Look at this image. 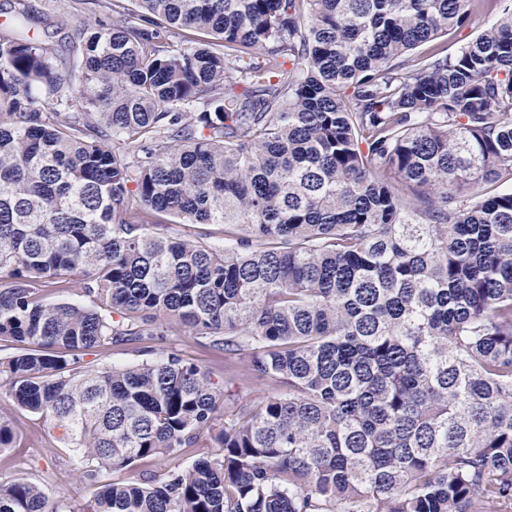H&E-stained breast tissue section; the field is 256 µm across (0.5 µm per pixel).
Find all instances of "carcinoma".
Instances as JSON below:
<instances>
[{"label":"carcinoma","mask_w":512,"mask_h":512,"mask_svg":"<svg viewBox=\"0 0 512 512\" xmlns=\"http://www.w3.org/2000/svg\"><path fill=\"white\" fill-rule=\"evenodd\" d=\"M133 2L72 61L26 0L0 36V381L95 486L0 512H512V11L450 55L499 0ZM176 347L186 358H190L210 372L215 382L224 384V379H231L228 375V357L223 350L213 347L209 339H195L190 336H176ZM150 356H139L133 352L125 351L122 347H112L108 354H93L84 357V364L91 369H101L112 363H136ZM219 453L218 448H213L209 440L199 443L197 448H186L181 455L175 458H157L138 462L134 466L125 470L121 477L137 482H142L145 477L160 475L169 467L174 465L186 466L198 459L213 458Z\"/></svg>","instance_id":"obj_1"}]
</instances>
